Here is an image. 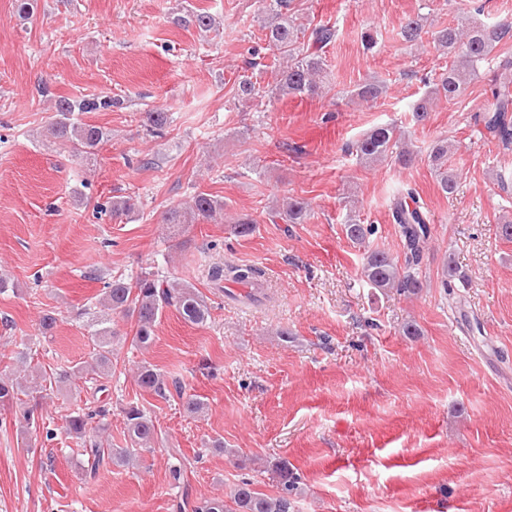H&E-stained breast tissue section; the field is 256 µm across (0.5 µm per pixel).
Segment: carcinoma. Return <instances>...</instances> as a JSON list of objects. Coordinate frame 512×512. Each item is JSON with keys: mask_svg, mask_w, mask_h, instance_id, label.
Instances as JSON below:
<instances>
[{"mask_svg": "<svg viewBox=\"0 0 512 512\" xmlns=\"http://www.w3.org/2000/svg\"><path fill=\"white\" fill-rule=\"evenodd\" d=\"M271 21L265 25L268 44L288 58V67L282 71L276 81L275 90L279 95H314L320 85L316 77L324 71V61L319 54L336 37V30L327 25L318 24L308 34L307 45H302L301 36L305 27L297 22L293 0H271ZM431 34L435 47L443 50L448 58L445 72L437 82L420 98L413 108L418 121L426 118L434 99L448 102L457 100L479 73L481 63L499 45L512 43V21L502 20L486 24L468 17L457 25L442 27L436 31L425 29L424 17H408L402 25V37L407 43H417L423 35ZM500 68L509 72L511 78L500 81L492 89V101L484 109V122L488 129L504 138H512V58L501 61ZM386 92L384 82L372 79L359 84L352 96L364 101L375 102ZM112 98L93 99L61 98L56 103V118L48 128V134L62 142L69 152L81 159L90 160L96 154L101 142L108 137V131L92 124L82 123L75 118L79 112H94L112 108ZM450 145L445 139L437 140L428 155L429 165L438 173L443 193L452 195L457 188L456 175L449 169L448 152ZM356 152L363 161L393 160L402 167L411 166L416 158L392 124L378 125L372 128L356 144ZM392 219L398 225L405 252L404 265H398L387 252L372 250L367 253L363 265L364 281L371 287L385 292L391 288L414 294L421 288V282L415 275L422 257V244L428 239V220L423 204L416 191L406 186L393 196L390 204ZM309 204L301 198L290 197L271 217H284L288 224H301L308 216ZM218 221L224 218V200L200 193L193 197L189 210L175 211L170 214L168 223L186 228L199 218ZM345 230L354 243H361L373 232L372 227L361 222L355 212L346 217ZM263 276L261 269L254 266L224 265L215 263L209 266L207 277L214 283L232 280L236 283L259 285ZM103 310L114 313H132L136 315V330L133 342L147 345L153 340L156 322L166 307H174L181 318L192 325H203L210 317V309L203 295L191 284L158 278L147 272L130 284L122 276L112 277L107 283L103 297L99 300ZM109 319L102 316L97 320L96 328L89 339L92 342L91 362L76 366L70 372H63L57 381L67 383L79 389L77 381L93 376L94 380L111 376L112 328L107 326ZM137 385L160 397L166 396L167 383L164 376L149 366H143L138 372ZM37 391L35 386H27L9 377H0V406L16 407L23 420L35 424L33 411L24 406L21 396H29ZM110 409L100 406L86 411L79 407L66 416L67 434L79 439L92 433L98 439L90 442L85 449L88 456L89 476L94 477L100 468L107 464H122L134 456L130 448H106L99 437L108 429L107 418ZM123 417L132 442L139 449H150L154 443L155 425L153 420L138 404L130 403L123 408ZM272 474L281 485V493L269 496L254 490L251 483L238 485L231 502L219 498L203 500L195 507V512H290L291 502L288 493L294 489L295 477L288 468V462L278 460L272 464Z\"/></svg>", "mask_w": 512, "mask_h": 512, "instance_id": "obj_1", "label": "carcinoma"}]
</instances>
